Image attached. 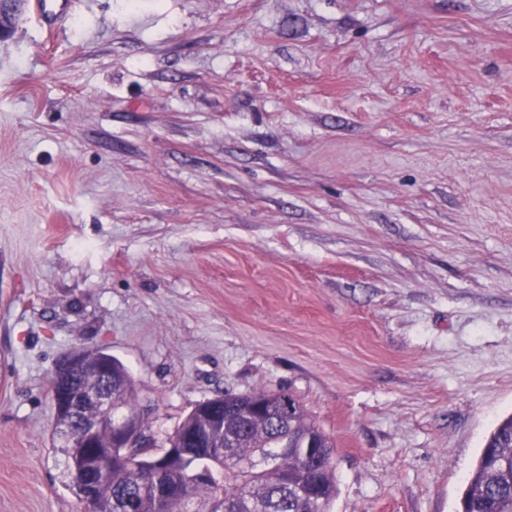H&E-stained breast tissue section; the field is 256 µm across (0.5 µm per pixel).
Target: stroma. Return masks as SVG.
<instances>
[{"mask_svg": "<svg viewBox=\"0 0 512 512\" xmlns=\"http://www.w3.org/2000/svg\"><path fill=\"white\" fill-rule=\"evenodd\" d=\"M155 441L286 390L331 512H455L512 414V0H74L0 40V512H81L59 356Z\"/></svg>", "mask_w": 512, "mask_h": 512, "instance_id": "obj_1", "label": "stroma"}]
</instances>
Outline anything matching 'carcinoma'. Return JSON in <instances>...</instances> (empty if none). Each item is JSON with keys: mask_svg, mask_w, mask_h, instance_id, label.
Returning <instances> with one entry per match:
<instances>
[{"mask_svg": "<svg viewBox=\"0 0 512 512\" xmlns=\"http://www.w3.org/2000/svg\"><path fill=\"white\" fill-rule=\"evenodd\" d=\"M85 353L110 360L111 367L105 378L86 374L77 386L93 388L105 380L123 410L138 413L136 384L124 364L104 348ZM201 434L228 455L197 453L194 438ZM98 444L100 452L112 454V467L87 474L94 491L90 512H205L218 501L223 512H330L339 494L333 440L284 391L226 393L207 401L135 467L120 460L122 451L107 430ZM171 446L180 452L170 454ZM52 448L64 458L69 488L80 495L87 459L70 458L55 438ZM159 480L181 487L186 498L165 503L154 492ZM458 512H512V415L486 438Z\"/></svg>", "mask_w": 512, "mask_h": 512, "instance_id": "obj_1", "label": "carcinoma"}]
</instances>
